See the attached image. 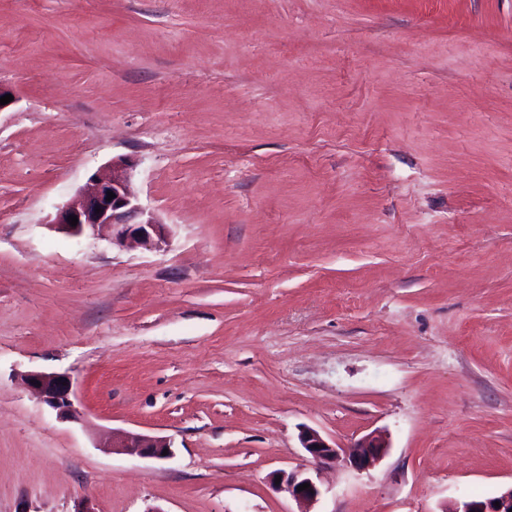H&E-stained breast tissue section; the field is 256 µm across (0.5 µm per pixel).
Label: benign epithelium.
I'll return each instance as SVG.
<instances>
[{
    "instance_id": "benign-epithelium-1",
    "label": "benign epithelium",
    "mask_w": 512,
    "mask_h": 512,
    "mask_svg": "<svg viewBox=\"0 0 512 512\" xmlns=\"http://www.w3.org/2000/svg\"><path fill=\"white\" fill-rule=\"evenodd\" d=\"M133 171L134 165L127 159L113 160L106 173L95 179L88 193L74 197L58 209L52 226L76 238L93 236L106 227L111 230V243L117 246L128 241L151 247L164 242L166 225L139 203L131 189ZM109 191L115 194V198L110 201L107 200ZM70 216L77 217V225H70L67 221ZM25 381L60 417H74L76 409L71 399L72 384L65 374L30 371L25 374ZM299 440L317 468L343 460L352 468L362 471L379 462L389 448L386 436L380 432L360 438L348 450L328 442L318 432L310 429L301 432ZM111 447L138 457L160 459L165 449L168 450L167 457L173 455L170 438L141 433L114 432ZM275 475L280 477L276 488L288 492L298 501L312 503L321 496V490L313 478L300 470L277 471ZM304 483L310 484V487L303 491L297 490ZM496 502L499 503L497 507L494 506ZM510 509L512 488L482 501L469 499L448 506V512H508Z\"/></svg>"
}]
</instances>
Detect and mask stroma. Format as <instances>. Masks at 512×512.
<instances>
[{"instance_id":"35a3bbf8","label":"stroma","mask_w":512,"mask_h":512,"mask_svg":"<svg viewBox=\"0 0 512 512\" xmlns=\"http://www.w3.org/2000/svg\"><path fill=\"white\" fill-rule=\"evenodd\" d=\"M0 85V512L512 487V0H0ZM120 156L161 248L50 226ZM304 428L390 448L319 471ZM27 385L39 394L61 418L70 419L76 414L71 399L72 384L63 373L30 371L24 375ZM35 380V383H31ZM66 382V385H63ZM109 448H119L129 455L155 459H167L173 455L170 438L133 432H113ZM164 449H168V454L162 456ZM281 475L279 484H275V479ZM273 483L276 488L288 492L294 499L304 502H316L321 496V490L311 476L302 472L296 471H277L273 474ZM304 483H309L310 487L303 491H298L297 487L302 486Z\"/></svg>"}]
</instances>
